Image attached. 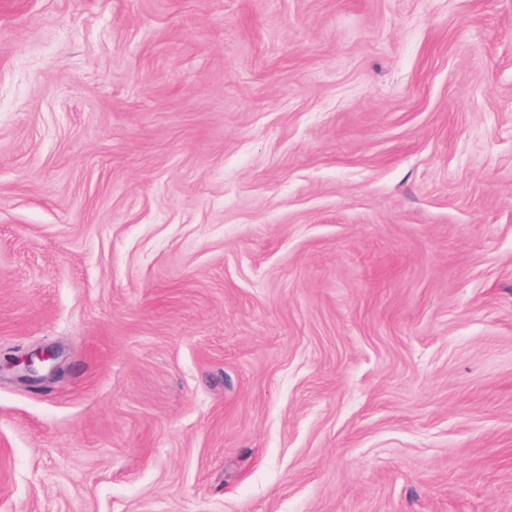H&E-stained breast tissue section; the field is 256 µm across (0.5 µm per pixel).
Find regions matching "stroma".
Instances as JSON below:
<instances>
[{"instance_id": "35a3bbf8", "label": "stroma", "mask_w": 512, "mask_h": 512, "mask_svg": "<svg viewBox=\"0 0 512 512\" xmlns=\"http://www.w3.org/2000/svg\"><path fill=\"white\" fill-rule=\"evenodd\" d=\"M0 512H512V0H0ZM11 368L22 380L36 383L54 376L60 369V352L54 348H41L7 357Z\"/></svg>"}]
</instances>
